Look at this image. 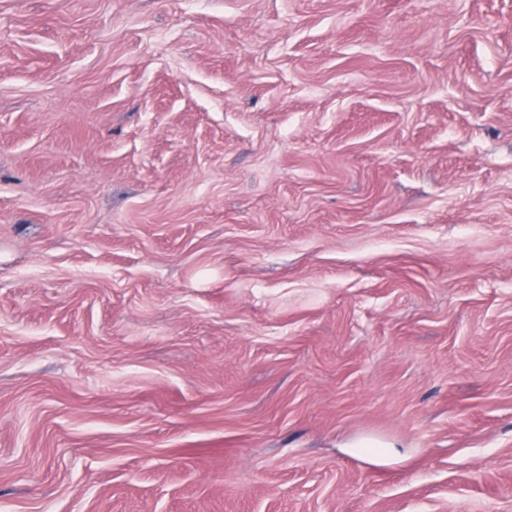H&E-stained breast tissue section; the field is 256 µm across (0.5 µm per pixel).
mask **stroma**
I'll return each instance as SVG.
<instances>
[{"label":"stroma","instance_id":"1","mask_svg":"<svg viewBox=\"0 0 512 512\" xmlns=\"http://www.w3.org/2000/svg\"><path fill=\"white\" fill-rule=\"evenodd\" d=\"M0 512H512V0H0Z\"/></svg>","mask_w":512,"mask_h":512}]
</instances>
